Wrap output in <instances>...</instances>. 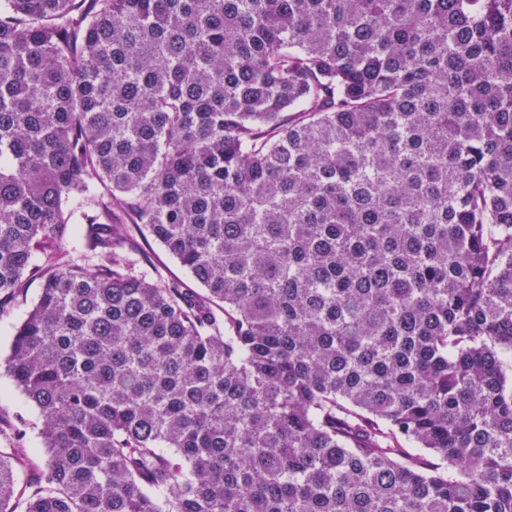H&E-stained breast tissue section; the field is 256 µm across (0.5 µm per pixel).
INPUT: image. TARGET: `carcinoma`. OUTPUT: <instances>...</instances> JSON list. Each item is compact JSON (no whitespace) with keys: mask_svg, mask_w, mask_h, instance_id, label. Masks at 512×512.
I'll return each instance as SVG.
<instances>
[{"mask_svg":"<svg viewBox=\"0 0 512 512\" xmlns=\"http://www.w3.org/2000/svg\"><path fill=\"white\" fill-rule=\"evenodd\" d=\"M32 276L0 512H512V0H0ZM81 225L82 224H68L69 234L63 239L62 248L70 252L71 257L76 263L86 269H92L97 262L96 258L79 244L77 234L74 231H70V228L75 230ZM130 248L132 252L129 259L137 273L148 272L154 277L159 276L165 281L179 283L185 288H197L185 270L149 236L146 240L134 231ZM40 294V281L27 278L17 297L0 316V448H24L25 466L19 484L36 478L45 461V450L39 435L41 418L36 407L15 387L5 371L6 360L15 327L26 317ZM21 435L13 438V430Z\"/></svg>","mask_w":512,"mask_h":512,"instance_id":"1","label":"carcinoma"}]
</instances>
